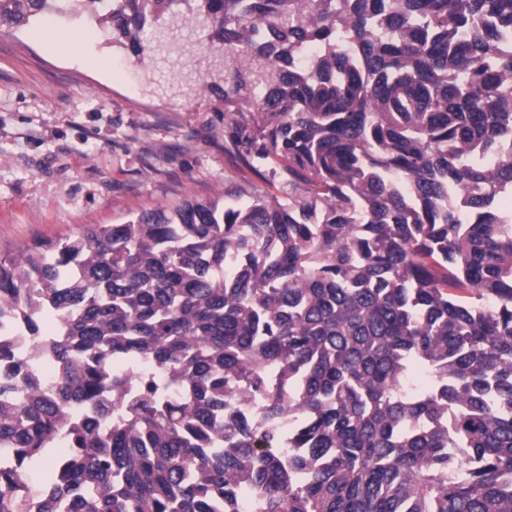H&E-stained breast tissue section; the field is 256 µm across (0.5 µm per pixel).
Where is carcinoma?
Masks as SVG:
<instances>
[{"label":"carcinoma","instance_id":"1","mask_svg":"<svg viewBox=\"0 0 512 512\" xmlns=\"http://www.w3.org/2000/svg\"><path fill=\"white\" fill-rule=\"evenodd\" d=\"M70 11L137 56L164 13L210 27L228 138L288 203L226 189L0 263V312L60 316L54 386L0 346V512H512V0H0V31Z\"/></svg>","mask_w":512,"mask_h":512}]
</instances>
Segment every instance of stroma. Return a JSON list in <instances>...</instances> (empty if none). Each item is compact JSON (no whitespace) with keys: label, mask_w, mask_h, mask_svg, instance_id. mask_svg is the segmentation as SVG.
I'll list each match as a JSON object with an SVG mask.
<instances>
[{"label":"stroma","mask_w":512,"mask_h":512,"mask_svg":"<svg viewBox=\"0 0 512 512\" xmlns=\"http://www.w3.org/2000/svg\"><path fill=\"white\" fill-rule=\"evenodd\" d=\"M65 24L83 34L65 49L45 38L54 19L0 31V262L230 187L287 201L271 165L251 168L225 135L231 115L204 86L207 28L183 24V56L155 45L139 59L88 14Z\"/></svg>","instance_id":"35a3bbf8"}]
</instances>
